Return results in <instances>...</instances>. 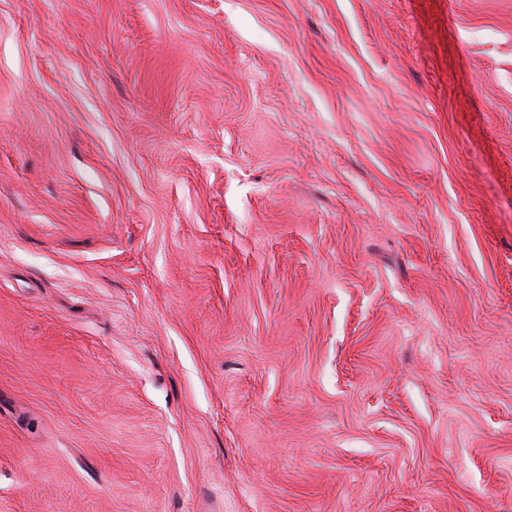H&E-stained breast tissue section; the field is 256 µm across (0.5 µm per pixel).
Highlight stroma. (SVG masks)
Segmentation results:
<instances>
[{
	"instance_id": "obj_1",
	"label": "stroma",
	"mask_w": 512,
	"mask_h": 512,
	"mask_svg": "<svg viewBox=\"0 0 512 512\" xmlns=\"http://www.w3.org/2000/svg\"><path fill=\"white\" fill-rule=\"evenodd\" d=\"M0 512H512V0H0Z\"/></svg>"
}]
</instances>
